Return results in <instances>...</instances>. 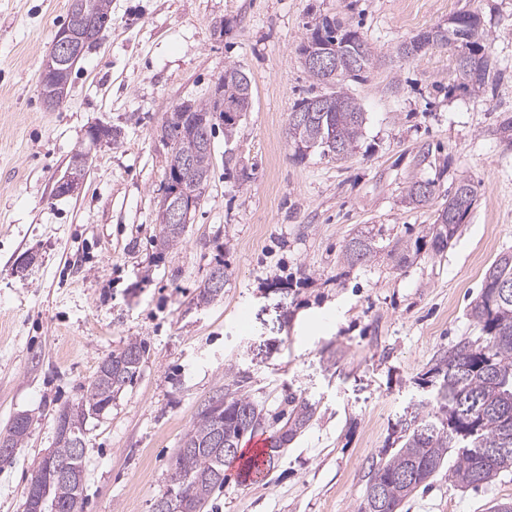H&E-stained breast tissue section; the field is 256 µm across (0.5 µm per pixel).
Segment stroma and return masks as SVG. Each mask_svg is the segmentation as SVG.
<instances>
[{"mask_svg": "<svg viewBox=\"0 0 512 512\" xmlns=\"http://www.w3.org/2000/svg\"><path fill=\"white\" fill-rule=\"evenodd\" d=\"M70 3L0 0V432L30 417L23 448L0 464V512H23L60 410L135 338L147 345L136 377L85 423L83 512H152L231 365L268 416L288 413L290 395L315 412L264 482L241 486L226 467L205 512H359L370 465L392 451L399 421L433 399L423 374L479 335L468 305L488 266L512 253V143L496 133L512 114V0H112L111 24L52 111L41 66ZM463 10L489 32L503 71L494 92L457 88L453 47L396 55ZM325 16L357 28L377 58L347 83L366 124L350 157L298 159L288 114L326 91L299 47ZM230 63L251 80V110L232 136L216 132L201 204L181 243L160 250L161 126L178 104L207 100ZM96 124L120 129V142L90 147ZM79 150L90 153L86 181L56 196ZM228 159L248 182L225 175ZM464 178L478 194L451 245L398 266L394 243L421 236ZM412 181L434 184L427 204L406 203ZM361 233L377 253L347 265L344 248ZM26 254L34 260L18 270ZM219 266L221 297L198 304ZM507 499L512 473L474 490L443 472L401 512H487Z\"/></svg>", "mask_w": 512, "mask_h": 512, "instance_id": "35a3bbf8", "label": "stroma"}]
</instances>
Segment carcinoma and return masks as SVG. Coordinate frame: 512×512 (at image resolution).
Masks as SVG:
<instances>
[{"mask_svg": "<svg viewBox=\"0 0 512 512\" xmlns=\"http://www.w3.org/2000/svg\"><path fill=\"white\" fill-rule=\"evenodd\" d=\"M112 0H85L86 14L103 28L112 21ZM473 12L464 11L457 22L434 27L401 43L396 54L401 59L414 58L431 47L452 45L456 50L457 87L483 94L501 79V70L490 52L488 34L482 22L472 21ZM324 30L325 39L337 43L338 75L333 90L305 98L295 104L301 107L316 102V111L288 113V141L294 156L300 159L317 149L324 154L338 147L343 156L351 155L362 134L365 113L356 99L343 87L346 78H356L374 65L370 49L362 35L339 20L322 19L307 33L306 40ZM238 66H224L220 76L224 104L242 107L252 94L251 82H243ZM215 103L207 99L193 102L190 112H172L161 127L171 140L191 134L205 140L213 137L216 127L230 131L242 113L220 112L214 117ZM212 150L199 144L193 148L196 172L210 176ZM460 183L470 193L459 191L446 199L433 224L412 243L400 245V261L418 254L428 246L434 253L448 248L460 225L470 212L476 197L471 180ZM159 243L163 248L178 245L184 233L180 224L170 223L167 210L158 209ZM376 253L373 239L353 237L345 246L344 259L350 265L365 263ZM469 317L481 335L464 337L441 352L427 371L436 388L435 404L414 412L410 419L399 422L400 447L390 456L380 458L368 473L364 500L380 491L382 512H400L401 505L420 487L429 485L448 457L454 462L448 468V481L462 488H477L495 481L512 470V452L501 455L495 448L512 449V254H504L486 270L478 297L470 304ZM144 342L129 340L122 351L107 357L110 364H124V374L117 382L96 374L79 402L60 411L82 430L85 413L109 409L119 390L131 382L140 366L128 356L145 354ZM293 407L280 426L266 425L263 409L248 396L238 392L223 395L222 419H217L212 404L205 405L197 420L185 433L176 454L174 475L187 481L181 496V512H202L213 494L224 488V464L241 454V440L259 430L272 431L265 452L264 465L269 467L299 430L306 427L314 414L313 405L305 399L291 398ZM29 422L13 417L3 439L11 448L23 447ZM52 453L56 460L67 462L85 472L84 460L76 456L72 439L56 435ZM84 483L56 480L52 483L45 512H80Z\"/></svg>", "mask_w": 512, "mask_h": 512, "instance_id": "1", "label": "carcinoma"}]
</instances>
